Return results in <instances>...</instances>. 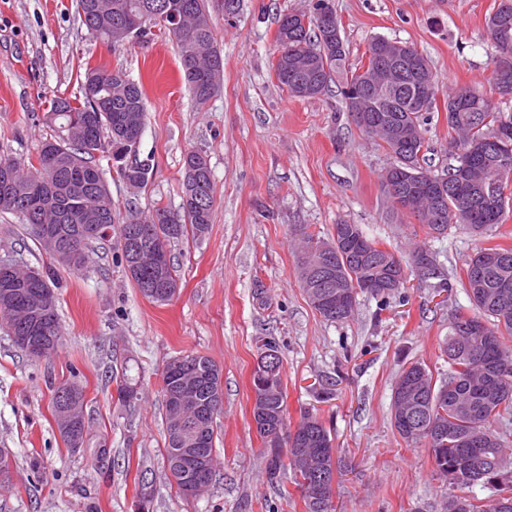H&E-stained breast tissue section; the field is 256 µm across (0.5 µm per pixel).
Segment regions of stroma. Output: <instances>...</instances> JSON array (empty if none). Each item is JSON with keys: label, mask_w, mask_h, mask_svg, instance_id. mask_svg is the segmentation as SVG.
<instances>
[{"label": "stroma", "mask_w": 512, "mask_h": 512, "mask_svg": "<svg viewBox=\"0 0 512 512\" xmlns=\"http://www.w3.org/2000/svg\"><path fill=\"white\" fill-rule=\"evenodd\" d=\"M313 2L240 0L228 20L221 0H210L224 74L199 105L173 37L113 46L88 35L76 0H0V155H35L50 134L49 101L77 95L85 65H101L122 69L146 97L140 154L153 173L133 189L106 171L118 218L178 208L188 152L206 156L215 185L208 233L170 247L180 288L165 304L143 296L112 248L90 252L81 270L56 267L24 224L0 214V257L53 268L62 330L60 346L40 359L0 330V449L12 456L0 512H138L145 492L150 512H306L292 471L279 487L268 484L252 422V373L268 338L280 347L289 423L310 412L331 430L336 512H444L453 489L436 476L428 449L407 446L394 430L391 391L406 361L441 368L439 343L456 312L472 309L461 286L465 264L479 247L512 243V209L483 235L456 225L439 238L392 213L380 185L392 159L355 126L339 87L294 98L275 78L278 18ZM333 4L349 64L364 63L370 40L383 36L426 56L444 89L489 91L495 47L485 18L496 0ZM338 224L361 225L403 256L405 284L385 308L362 294L350 319L331 323L299 286L294 232L325 238ZM420 243L452 283L449 298L409 262ZM191 353L221 368L224 391L213 478L198 497L184 496L169 476L161 393L165 364ZM125 378L138 392L128 403L117 394ZM64 382L86 394L79 450L66 447L53 412Z\"/></svg>", "instance_id": "35a3bbf8"}]
</instances>
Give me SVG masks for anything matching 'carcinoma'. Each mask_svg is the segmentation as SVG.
Segmentation results:
<instances>
[{
    "mask_svg": "<svg viewBox=\"0 0 512 512\" xmlns=\"http://www.w3.org/2000/svg\"><path fill=\"white\" fill-rule=\"evenodd\" d=\"M486 17V26L495 44H512V18L501 14L504 2ZM100 8L79 15L88 34L108 43L123 44L154 35V31L171 34L178 49L180 72L193 100L202 105L212 98L224 71V57L212 27L207 0H184L188 6L184 30L171 31L154 21V14L167 0H96ZM332 25L319 23L317 11L310 14L289 12L279 17L275 43L280 57L281 74L278 83L297 98H311L325 93L331 82L341 86L348 112L373 110L375 101L361 96V83L377 71L392 72L393 88L382 93L380 107L395 119V124L408 129L412 141L425 147L421 155H406L402 142L372 126L361 127L368 138L382 146L393 159L381 175L386 180L393 170L408 172L400 183L403 191L416 197L423 205L430 199L431 179H452L457 165H469L472 179L484 186L492 201L489 208L465 204L460 194L448 191L441 207L454 220L446 224H424L430 235L442 236L453 224H462L480 234L487 227L500 224L505 218L512 196L506 193L509 182L496 178L488 165L484 148L499 139L503 123L512 125V115L505 116L487 95L467 86L446 94L444 106L448 120V155L455 164L443 174L428 169L427 146L424 137L426 113L433 111L442 86L429 61L418 50L413 56L397 61L384 54L369 69L347 64L348 49L341 37L335 15ZM426 82L430 103L423 107L414 101L412 89ZM492 90L500 96L512 94V63L503 66L495 58L490 78ZM80 97H56L45 113L52 134L45 139L36 158L13 159L15 171L12 193L19 209L2 208L0 213L16 216L29 234L56 263L69 266L50 241L37 232V224H55L60 233L75 231L85 223V216H96L100 223L112 225L117 216L112 194L104 178L100 161L116 164L119 177L130 187L147 186L152 166L150 159L140 158V152L130 153L133 143L142 138L146 124V103L141 86L130 80L121 69L89 67L80 86ZM198 191L207 198L200 210H189L180 204L178 210L157 208L147 217L129 213L113 229L117 236L115 260L123 266L136 287L143 280L162 284L179 282L172 261L159 270L148 258L137 266L128 262L124 249L126 229L139 226L152 238L165 245L190 234L201 238L208 233L214 213V181L205 156L189 153L184 160L182 196ZM344 236L320 240L303 235L297 278L304 293L307 288L310 261L323 248L331 253L335 265L336 288L365 292V280L374 277L389 284L371 296L381 302L395 296L404 287L405 273L398 256L382 250L388 259L383 265L374 256L347 248L345 239L366 237L359 224L343 225ZM413 262L426 263L422 272L426 279L437 277L436 259L428 249L413 252ZM31 267L14 269L11 287L35 296L42 289L52 290L51 269L37 271L31 279ZM464 288L475 312L471 320L483 326V333L472 334L453 324L448 337L440 345L441 357L448 371L437 374L424 362H410V370H401L392 388L391 423L409 445H423L431 453L434 471L460 490L476 485L493 490V495L480 499L468 495V512H512V451L506 448V434L496 430L495 423L512 419V246L495 244L480 248L467 264ZM39 317L36 308L0 307V328L13 336L20 326ZM205 370L212 383L222 386V370L208 357L191 353ZM269 388V400L264 419L269 429L257 430L263 445L288 448V454L276 467H266L272 484L281 481L285 470L294 471L295 484L301 492L306 512H335L331 497L313 490L309 483L313 470L298 462V452L306 448L334 447L331 431L321 419L306 414L296 427L288 424L286 392L281 370L264 374ZM165 405L167 432V465L173 464L171 449L176 447L179 419L175 406L161 389ZM279 428V435L270 437V429Z\"/></svg>",
    "mask_w": 512,
    "mask_h": 512,
    "instance_id": "1",
    "label": "carcinoma"
}]
</instances>
